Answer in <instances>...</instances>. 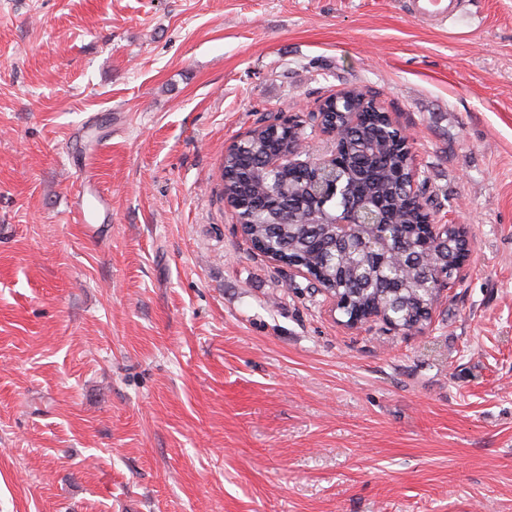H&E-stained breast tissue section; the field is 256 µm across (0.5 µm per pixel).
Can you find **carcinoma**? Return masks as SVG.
Instances as JSON below:
<instances>
[{"label": "carcinoma", "instance_id": "carcinoma-1", "mask_svg": "<svg viewBox=\"0 0 512 512\" xmlns=\"http://www.w3.org/2000/svg\"><path fill=\"white\" fill-rule=\"evenodd\" d=\"M359 126L345 131V144L337 159L348 172L349 197L336 200L331 192L316 190L315 170L284 165L267 168V157L288 140L309 137L301 122L293 126L255 127L224 155L222 195L245 219L243 234L253 247H271L290 263L298 264L317 283L339 296V314L347 321L358 314L379 310L406 334L428 323V308L435 296V276L457 275L456 242L448 230V246L436 252L435 262L423 258L427 235L421 205L430 198L405 191L409 168L407 152L389 117L374 99H358ZM323 123L345 126L344 115L334 110L332 98L323 101ZM370 198L378 205L382 224L376 246L354 251L336 238L335 219L345 207Z\"/></svg>", "mask_w": 512, "mask_h": 512}]
</instances>
